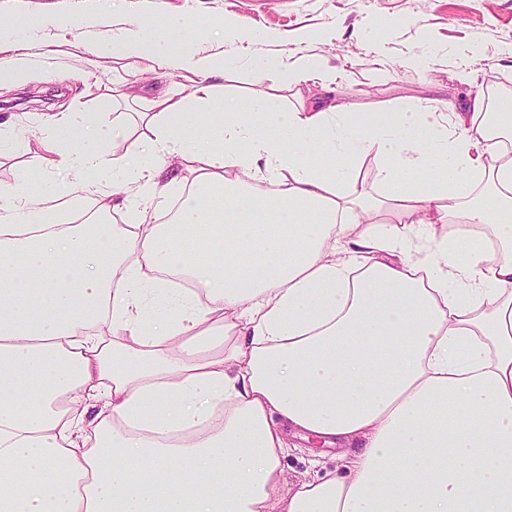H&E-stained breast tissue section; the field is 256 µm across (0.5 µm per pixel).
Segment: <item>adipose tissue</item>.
<instances>
[{"label":"adipose tissue","instance_id":"obj_1","mask_svg":"<svg viewBox=\"0 0 512 512\" xmlns=\"http://www.w3.org/2000/svg\"><path fill=\"white\" fill-rule=\"evenodd\" d=\"M188 25L140 16L111 51L204 76L192 99L129 81L110 155L103 124L46 115L31 164L67 197L0 188V512H512V98L446 127L219 96L223 60L167 37ZM169 157L194 177L158 224ZM109 168L132 195L100 194ZM291 429L350 446L344 475L280 495ZM370 159V165L364 173V176L362 177L363 173V166L365 161H368ZM371 164L373 166L371 167ZM357 173L359 176L360 183H362L364 189L372 196H375L378 198L380 194H382V189L379 185V165L376 159L372 158V156L364 157L360 159L357 163Z\"/></svg>","mask_w":512,"mask_h":512}]
</instances>
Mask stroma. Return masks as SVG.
<instances>
[{
	"label": "stroma",
	"mask_w": 512,
	"mask_h": 512,
	"mask_svg": "<svg viewBox=\"0 0 512 512\" xmlns=\"http://www.w3.org/2000/svg\"><path fill=\"white\" fill-rule=\"evenodd\" d=\"M86 11L101 13L102 22L45 32L31 26L48 15ZM160 11L217 25L229 15L243 30L272 34L253 56L195 38L197 52L225 59L224 91L238 97L258 88L257 57L291 62L301 54L334 74L338 102L358 111L460 104L489 87L512 94V0H0V58L24 53L44 68L23 88L0 89V187L18 194L30 180L61 185L57 173L28 164L43 112L67 110L108 125L113 113L131 111L116 86L126 61L90 49ZM344 451L339 443L317 447L289 436L283 489L336 469Z\"/></svg>",
	"instance_id": "stroma-1"
}]
</instances>
